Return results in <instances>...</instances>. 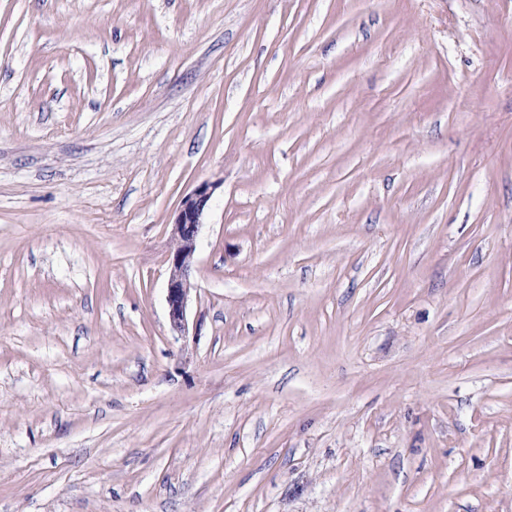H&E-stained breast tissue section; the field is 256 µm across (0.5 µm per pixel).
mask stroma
<instances>
[{
  "label": "stroma",
  "instance_id": "35a3bbf8",
  "mask_svg": "<svg viewBox=\"0 0 512 512\" xmlns=\"http://www.w3.org/2000/svg\"><path fill=\"white\" fill-rule=\"evenodd\" d=\"M0 512H512V0H0ZM216 186L203 183L180 204L171 225V249L167 257L166 303L169 326L175 338L187 336L188 312L196 289L192 273L196 264L197 241L205 224L209 202Z\"/></svg>",
  "mask_w": 512,
  "mask_h": 512
}]
</instances>
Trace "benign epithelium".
Instances as JSON below:
<instances>
[{
  "instance_id": "1",
  "label": "benign epithelium",
  "mask_w": 512,
  "mask_h": 512,
  "mask_svg": "<svg viewBox=\"0 0 512 512\" xmlns=\"http://www.w3.org/2000/svg\"><path fill=\"white\" fill-rule=\"evenodd\" d=\"M215 189L216 186L209 183L198 186L181 201L171 224L166 303L169 326L177 339L187 334L188 312L195 290L192 273L196 264L197 241Z\"/></svg>"
}]
</instances>
